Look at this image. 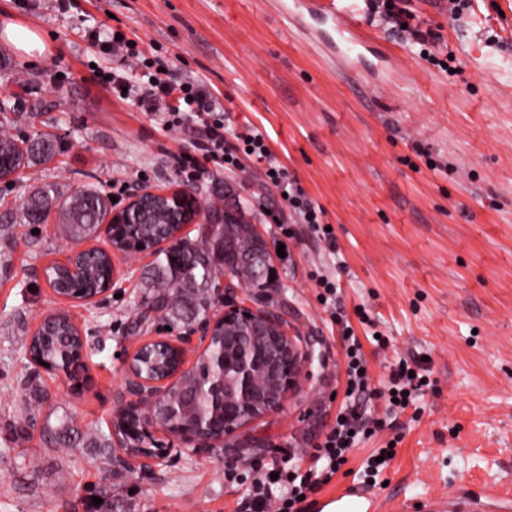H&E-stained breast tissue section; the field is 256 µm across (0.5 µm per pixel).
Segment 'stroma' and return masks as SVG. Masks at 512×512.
Masks as SVG:
<instances>
[{
    "label": "stroma",
    "mask_w": 512,
    "mask_h": 512,
    "mask_svg": "<svg viewBox=\"0 0 512 512\" xmlns=\"http://www.w3.org/2000/svg\"><path fill=\"white\" fill-rule=\"evenodd\" d=\"M278 0H0V23L38 30L49 45L29 58L0 41V97L29 81L38 112L11 113L12 132L50 136L53 160L0 181V512H239L259 470L284 469L333 423L345 395L342 327L319 301L315 277L335 274L344 315L375 385L399 359L425 357L430 387L393 423L361 443L321 500L360 483L362 464L392 435L397 454L381 473L380 498L396 504L454 498L495 485L512 499V0H471L461 21L446 0H410L416 23L439 30L454 54L444 72L375 23L374 52L389 62L338 64L326 26L300 34ZM121 33L144 57L168 60L201 81L227 113V141L259 130L275 158L324 212L330 253L308 225L284 237L266 212L287 211L251 162L225 170L203 162L193 180L168 163L192 129L164 131L98 79L119 67L89 39ZM497 43H490V36ZM66 196L93 185L125 200L141 186L191 185L201 199L241 205L270 250H283L277 291L247 290L278 311L313 350L309 378L276 413L246 425L225 446L187 451L151 473L132 470L79 441L47 446L65 417L107 431L124 391L125 355L160 324L146 309L152 257L115 256L113 295L76 306L39 271L71 249L57 218L23 223V200L43 185ZM366 308L362 323L356 308ZM65 310L94 346L77 382L42 374L39 412L27 414L20 381L39 320ZM385 336L377 349L371 335Z\"/></svg>",
    "instance_id": "1"
}]
</instances>
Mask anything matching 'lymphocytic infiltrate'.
<instances>
[{
    "label": "lymphocytic infiltrate",
    "instance_id": "1",
    "mask_svg": "<svg viewBox=\"0 0 512 512\" xmlns=\"http://www.w3.org/2000/svg\"><path fill=\"white\" fill-rule=\"evenodd\" d=\"M365 8L369 19L390 25L399 37L418 45L424 52L426 63L437 68L444 66V58L437 53L440 34L415 24V16L406 0H365ZM112 48L122 52L124 59L135 60L137 68L145 71L146 79L138 86L136 101L145 111L163 114L165 130L180 129L186 121L199 119L200 125L188 148L173 158L179 172L194 176L202 157L225 169L240 167L245 159L255 162L267 182L286 193L288 207L301 223L313 225L328 249H335L336 238L326 229L322 209L315 206L299 181L291 178L276 161L262 133L254 130L242 133L236 143H229L224 136V113L202 86L173 78L170 72L164 71L162 63H150L141 56L134 43L125 39H113ZM344 348L348 392L334 424L312 443L309 465L298 462L289 465L286 473L275 480L267 475L255 478L243 504L245 512H308V493L331 481L360 439L375 435L386 425L384 419L362 410L361 399L384 394L390 414L397 416L413 405L429 384L421 358L415 357L408 361L399 360L391 367L385 390L377 391L369 384L360 341L355 336H347ZM277 481L286 487L278 496L272 492V485Z\"/></svg>",
    "mask_w": 512,
    "mask_h": 512
}]
</instances>
